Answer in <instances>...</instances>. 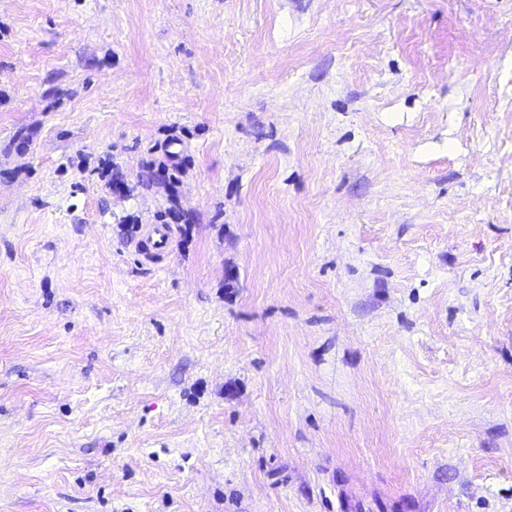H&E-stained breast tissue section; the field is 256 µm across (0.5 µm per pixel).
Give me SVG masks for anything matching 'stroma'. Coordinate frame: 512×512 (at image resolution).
<instances>
[{"mask_svg": "<svg viewBox=\"0 0 512 512\" xmlns=\"http://www.w3.org/2000/svg\"><path fill=\"white\" fill-rule=\"evenodd\" d=\"M0 512H512V0H0Z\"/></svg>", "mask_w": 512, "mask_h": 512, "instance_id": "35a3bbf8", "label": "stroma"}]
</instances>
